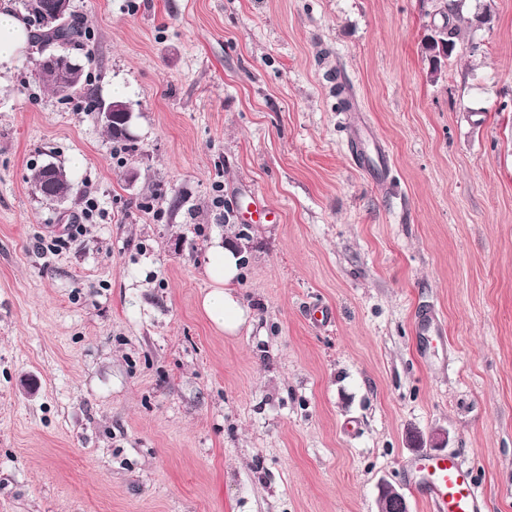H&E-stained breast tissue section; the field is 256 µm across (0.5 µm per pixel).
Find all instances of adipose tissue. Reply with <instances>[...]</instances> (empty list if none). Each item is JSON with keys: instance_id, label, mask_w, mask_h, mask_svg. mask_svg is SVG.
<instances>
[{"instance_id": "obj_1", "label": "adipose tissue", "mask_w": 512, "mask_h": 512, "mask_svg": "<svg viewBox=\"0 0 512 512\" xmlns=\"http://www.w3.org/2000/svg\"><path fill=\"white\" fill-rule=\"evenodd\" d=\"M239 256L230 245L215 244L205 267L210 287L201 299V308L218 330L229 335L239 332L249 319L236 292L240 274Z\"/></svg>"}]
</instances>
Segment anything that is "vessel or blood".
Returning a JSON list of instances; mask_svg holds the SVG:
<instances>
[{
	"label": "vessel or blood",
	"mask_w": 512,
	"mask_h": 512,
	"mask_svg": "<svg viewBox=\"0 0 512 512\" xmlns=\"http://www.w3.org/2000/svg\"><path fill=\"white\" fill-rule=\"evenodd\" d=\"M408 473L431 512H483L485 495L471 468L455 456L423 454Z\"/></svg>",
	"instance_id": "1"
}]
</instances>
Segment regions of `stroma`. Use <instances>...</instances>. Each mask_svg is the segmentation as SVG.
Here are the masks:
<instances>
[{"mask_svg": "<svg viewBox=\"0 0 512 512\" xmlns=\"http://www.w3.org/2000/svg\"><path fill=\"white\" fill-rule=\"evenodd\" d=\"M484 2L435 80L421 0H72L82 94L34 46L0 67V512H377L383 482L430 512L412 431L512 512V0L470 28ZM49 161L77 195L42 200ZM217 240L234 336L200 307ZM42 59H39V61ZM38 61V62H39ZM40 67L36 69V76L39 82L48 88L60 100H69L84 90L83 66L75 59L73 64L62 72L47 71L43 63L40 61ZM239 258L232 246L217 241L205 267L210 288L202 296L201 308L218 330L229 335L237 334L249 320V312L236 292Z\"/></svg>", "mask_w": 512, "mask_h": 512, "instance_id": "obj_1", "label": "stroma"}]
</instances>
